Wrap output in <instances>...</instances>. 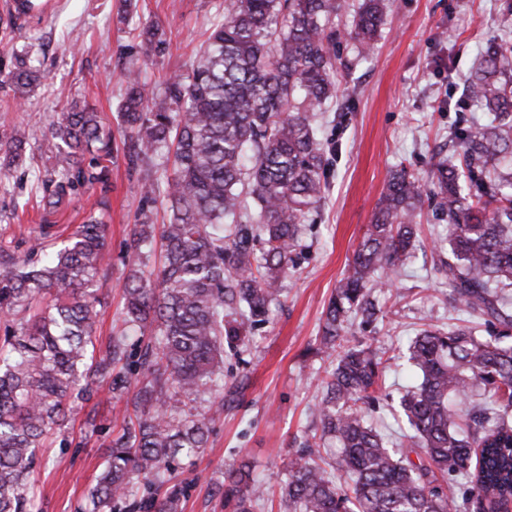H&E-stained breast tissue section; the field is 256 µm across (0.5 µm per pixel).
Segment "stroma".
Segmentation results:
<instances>
[{
    "mask_svg": "<svg viewBox=\"0 0 512 512\" xmlns=\"http://www.w3.org/2000/svg\"><path fill=\"white\" fill-rule=\"evenodd\" d=\"M11 0H0V56L28 51L45 73L23 107L0 89V126L36 131L30 139L27 170L0 180V244L25 255L34 238L55 242L81 224L98 190L77 187L68 204L53 211L36 208L42 197L40 177L53 161L43 147L42 131L76 101L89 103L123 143L117 120L125 95L123 71L136 72L163 98L165 77L190 70L201 44L224 17V0H50L45 11L21 28L5 24ZM336 22L338 88L320 113L319 136L330 161L329 188L320 212L301 225L295 265L282 281L279 304L267 323L252 329L244 346L224 354V384L236 386L234 407L213 424L209 444L200 455L180 461L176 477L187 488L184 512H234L217 494L226 468L248 462L262 479L269 501L256 512H279L280 483L297 440L318 425L327 360L313 352L328 302L347 273L353 251L370 224L392 170L418 175L431 192L430 171L459 119L480 114L470 102L448 105L450 84H463L489 36L512 0H391L373 55L356 61L348 37L359 0H345ZM157 23L164 41L152 58L133 47L142 23ZM150 167L129 170L123 154L111 165L107 247L112 267L99 277L104 306L100 341L122 329V291L129 273L122 256L141 206V182ZM423 230L411 258L391 276L390 291L377 294L383 320L375 331L352 328L350 345L367 341L385 354L386 400L371 415L386 435L406 424L391 408L414 381L404 353L410 340L427 326L459 322L445 301L448 284L433 270L432 242L446 222L432 207L421 212ZM126 397L101 388L96 400L74 413L63 434L48 437L34 479L39 487L37 512H76L84 504L103 468L106 447L92 435L91 421L120 428L133 416Z\"/></svg>",
    "mask_w": 512,
    "mask_h": 512,
    "instance_id": "stroma-1",
    "label": "stroma"
}]
</instances>
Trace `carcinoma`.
Returning a JSON list of instances; mask_svg holds the SVG:
<instances>
[{"label": "carcinoma", "mask_w": 512, "mask_h": 512, "mask_svg": "<svg viewBox=\"0 0 512 512\" xmlns=\"http://www.w3.org/2000/svg\"><path fill=\"white\" fill-rule=\"evenodd\" d=\"M342 0H224L191 71L165 80L155 103L126 76L119 117L124 156L135 170L154 158L172 175L147 178L142 200L164 196L168 223L161 264L144 248L154 220L141 208L124 259V323L141 339L112 337L97 347L102 305L97 278L112 266L104 200L60 243L36 241L13 258L0 248V512H32L33 468L48 435L102 380L130 395L136 421L123 422L80 512H117L143 487L144 512H182L185 487L176 460L208 444L214 415L232 407L228 391L214 413L184 410L183 399L224 390V345L266 322L293 266L299 226L323 203L328 159L314 113L333 99L336 28ZM385 0H362L349 37L366 57L383 21ZM139 49L161 44L143 25ZM43 78L29 53L0 63V87L24 99ZM463 96L484 120L457 126L458 158L434 165L436 208L447 233L433 241L434 269L448 280V308L499 325L420 330L408 360L420 375L399 406L411 433L390 446L369 422L380 408L385 362L367 343L344 347L355 319L376 320L372 290L404 263L419 238L420 179L395 169L347 276L327 305L315 354L330 359L317 408L319 440L288 464L284 512H512V43L491 40L466 78ZM34 132H0V171L26 165ZM55 190L44 209L62 205L74 183L108 189L112 129L99 113L73 103L44 136ZM417 455L418 461L409 458ZM463 488L461 498L449 486ZM265 487L247 465L224 474V498L255 512Z\"/></svg>", "instance_id": "1"}]
</instances>
